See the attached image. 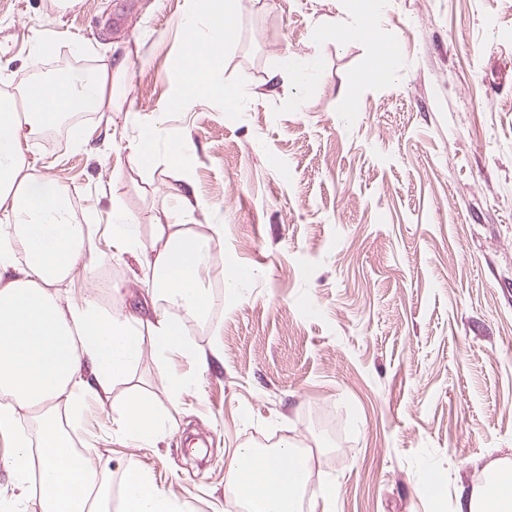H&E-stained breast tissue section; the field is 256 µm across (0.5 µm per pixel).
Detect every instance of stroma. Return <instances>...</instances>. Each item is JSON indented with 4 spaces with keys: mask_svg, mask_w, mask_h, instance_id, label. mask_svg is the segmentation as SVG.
<instances>
[{
    "mask_svg": "<svg viewBox=\"0 0 512 512\" xmlns=\"http://www.w3.org/2000/svg\"><path fill=\"white\" fill-rule=\"evenodd\" d=\"M242 4L223 80L244 98L228 112L199 97L169 108L187 0H81L62 15L53 0H0V93L62 61L77 76L140 53L126 86L137 125L94 112L86 148H71L63 122L26 150L67 189L110 274L105 288L79 280L75 297L110 313L143 302L136 262L112 255V203L152 240L183 172L160 152L128 164L137 126L159 119L192 140L185 173L209 211L187 229L223 227L207 323L182 319L198 345L219 341L223 359L171 409L172 434L125 446L111 407L92 400L73 443L109 457L116 488L135 458L192 512H227L236 448L283 439L311 459L307 499L335 483L336 512H455L490 462L512 464V0H385L377 42L339 44L316 35L347 0ZM43 21L51 45L34 66L29 37ZM76 40L92 52L73 56ZM381 44L398 54L386 85L367 77ZM287 51L320 57L303 89L271 79ZM230 261L253 273L234 293ZM121 282L126 293L113 294ZM131 386L167 401L151 355L113 397ZM436 470L434 499L422 488Z\"/></svg>",
    "mask_w": 512,
    "mask_h": 512,
    "instance_id": "obj_1",
    "label": "stroma"
}]
</instances>
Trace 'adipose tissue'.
<instances>
[{
    "instance_id": "obj_1",
    "label": "adipose tissue",
    "mask_w": 512,
    "mask_h": 512,
    "mask_svg": "<svg viewBox=\"0 0 512 512\" xmlns=\"http://www.w3.org/2000/svg\"><path fill=\"white\" fill-rule=\"evenodd\" d=\"M383 0H349V20L325 31V38L373 41ZM241 0H189L180 20L183 54L178 92L181 109L194 97L236 111L240 95L224 84L220 58L238 38ZM127 61L93 70L69 87L43 81L27 84L17 96L0 97V434L9 437L11 491L0 494V512H21L31 463H38L45 489L42 512H190L185 501L160 488L150 470L127 459L120 495L108 481L109 462L96 449L78 451L71 431L79 427L88 399L111 402L117 437L127 446L154 447L171 426L151 400L132 394L111 400L144 353L161 366L170 403L194 392L199 377L221 359L219 344L201 348L183 329L180 313L208 315L210 291L204 276L210 264L208 238L187 232L183 218L204 211L189 192V179L169 185L178 213L155 219V239L143 240L138 216L112 204L108 232L115 253L137 260L150 275L145 306L112 314L72 286L88 272L95 255L90 227L75 221L69 193L34 165L24 150L59 118L82 112H120L127 98ZM160 125L140 128L128 144V162L147 160L164 139L169 162L185 167L189 138H162ZM193 360L196 375L170 371L175 358ZM65 403L68 416L54 412ZM35 411L37 443L20 431V411ZM310 477L308 457L295 443L261 452L237 449L228 483L246 512H299ZM455 512H512V473L488 472L470 492L459 495Z\"/></svg>"
}]
</instances>
